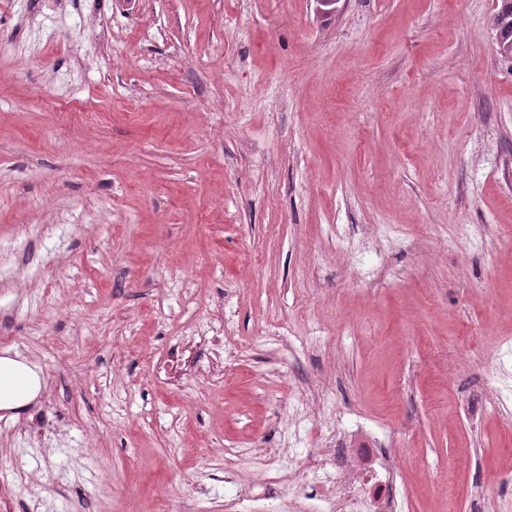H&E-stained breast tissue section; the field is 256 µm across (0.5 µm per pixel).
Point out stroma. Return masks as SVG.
I'll use <instances>...</instances> for the list:
<instances>
[{
    "label": "stroma",
    "instance_id": "stroma-1",
    "mask_svg": "<svg viewBox=\"0 0 512 512\" xmlns=\"http://www.w3.org/2000/svg\"><path fill=\"white\" fill-rule=\"evenodd\" d=\"M500 0H0L10 512H512ZM40 389L38 373L26 362L0 357V410L25 407L36 398ZM351 454L349 462L338 470L330 491L336 500V512H402L400 495L392 487L399 461L376 456L370 448H351ZM379 470L385 472V481L379 479ZM369 484L376 487L372 497L364 494Z\"/></svg>",
    "mask_w": 512,
    "mask_h": 512
}]
</instances>
